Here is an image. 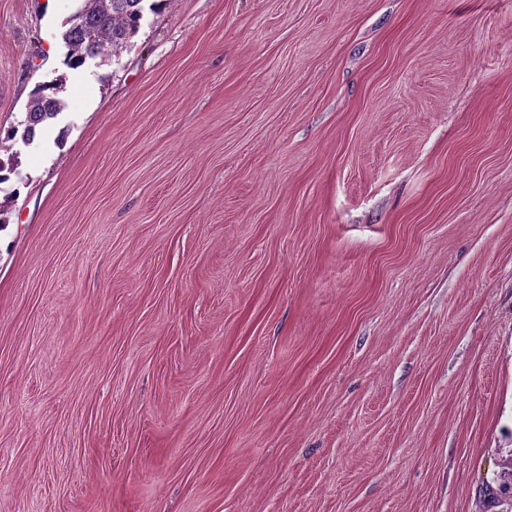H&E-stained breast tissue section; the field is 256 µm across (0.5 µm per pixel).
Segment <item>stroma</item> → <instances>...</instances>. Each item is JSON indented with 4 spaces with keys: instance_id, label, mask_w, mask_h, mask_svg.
<instances>
[{
    "instance_id": "1",
    "label": "stroma",
    "mask_w": 512,
    "mask_h": 512,
    "mask_svg": "<svg viewBox=\"0 0 512 512\" xmlns=\"http://www.w3.org/2000/svg\"><path fill=\"white\" fill-rule=\"evenodd\" d=\"M78 6L0 0V512H479L512 0H174L70 71ZM57 89V83H47L38 85L30 93L25 120L20 124V126H24L21 132L23 143L30 144L35 137L37 128L51 124L61 112L63 105L56 96Z\"/></svg>"
}]
</instances>
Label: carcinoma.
Here are the masks:
<instances>
[{
    "label": "carcinoma",
    "instance_id": "1",
    "mask_svg": "<svg viewBox=\"0 0 512 512\" xmlns=\"http://www.w3.org/2000/svg\"><path fill=\"white\" fill-rule=\"evenodd\" d=\"M147 0H83V6L69 19L62 38L67 47V63L80 66L86 59L112 53L116 56L139 30ZM58 84L47 83L30 93L22 128H13L9 137L21 135L25 144L33 141L36 130L49 125L61 112ZM479 504L490 502L496 512H512V460L501 467L492 481L482 483Z\"/></svg>",
    "mask_w": 512,
    "mask_h": 512
}]
</instances>
